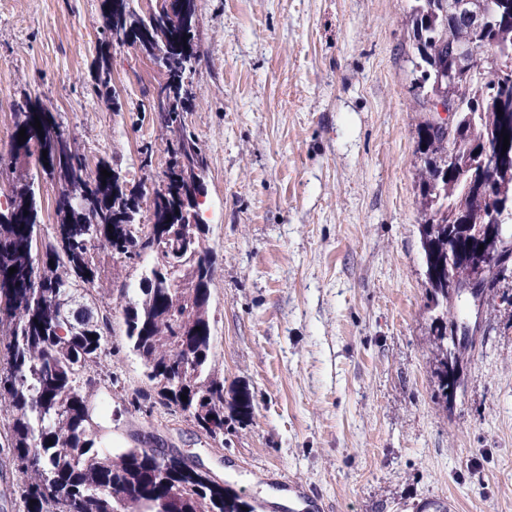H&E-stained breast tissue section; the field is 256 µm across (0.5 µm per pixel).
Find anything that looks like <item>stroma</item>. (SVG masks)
<instances>
[{
	"instance_id": "35a3bbf8",
	"label": "stroma",
	"mask_w": 512,
	"mask_h": 512,
	"mask_svg": "<svg viewBox=\"0 0 512 512\" xmlns=\"http://www.w3.org/2000/svg\"><path fill=\"white\" fill-rule=\"evenodd\" d=\"M414 0H197L201 207L214 262L209 315L224 378V440L162 406L111 300L112 369L98 399L112 449L148 440L201 463L255 512H512V305L492 296L449 401L437 397L434 311L419 224ZM104 0H0V179L15 105L48 104L89 166L157 186L163 79L109 46L120 111L84 92ZM154 151L141 168V151ZM249 409H242V399Z\"/></svg>"
}]
</instances>
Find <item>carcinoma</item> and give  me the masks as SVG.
<instances>
[{"label": "carcinoma", "mask_w": 512, "mask_h": 512, "mask_svg": "<svg viewBox=\"0 0 512 512\" xmlns=\"http://www.w3.org/2000/svg\"><path fill=\"white\" fill-rule=\"evenodd\" d=\"M133 0H105L103 34L129 40L140 51L166 55L164 82L149 106L163 113L162 127L173 136L164 180L153 191L151 227L155 237L143 243L140 224L144 188L129 190L126 180L107 163L91 169L76 138L42 102L26 99L17 106L15 129L27 139L16 155H37L42 171L58 186L57 223L45 229L38 220L33 183L12 180L0 207V339L6 367L0 370V408L10 412L8 450L24 475L22 512H114L117 501L134 499L136 512H245L249 504L224 493V487L196 472L175 455L154 448H128L112 454L97 436L99 388L90 370L105 368L110 385L118 382L107 359L112 313L102 300L104 282L96 250L126 264L138 263L145 249L163 255L160 278L138 287L123 281L117 291L129 348L142 360L156 393L155 402L191 418L215 440L224 437V377L213 367L209 317L214 266L209 250L192 239L180 223L195 170L206 158L188 131L185 112L195 99L184 55L197 57L196 0H155L147 13ZM410 24L416 50L418 103L433 111L434 67L454 63L450 50L467 44L481 52L500 53L509 73L490 69L473 80L457 106V136L425 121L418 131L421 243L430 302L446 314L435 328L440 390L443 398L460 386L448 378L454 294L458 285L448 268L464 253L476 254L477 219L489 224L491 213L512 211V160L492 184L472 166L475 153L503 142L512 153V0H501L499 15L465 22L448 15L447 0H414ZM92 94L108 109L118 105L111 87L110 59L101 51L95 61ZM53 125L58 134L42 140L35 128ZM47 156H42V151ZM466 172L448 174V155ZM111 173L103 178L102 170ZM86 205L78 207L75 200ZM162 252L153 250V247ZM494 252L485 292L498 287L512 264V245H488ZM17 272L9 273L10 268ZM187 396L182 401L181 396Z\"/></svg>", "instance_id": "cac0c4a2"}]
</instances>
